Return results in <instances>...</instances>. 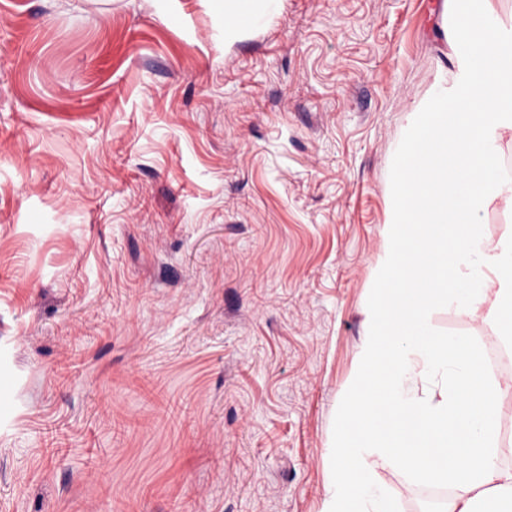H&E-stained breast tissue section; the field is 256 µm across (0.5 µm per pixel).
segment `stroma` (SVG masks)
I'll return each mask as SVG.
<instances>
[{"mask_svg": "<svg viewBox=\"0 0 512 512\" xmlns=\"http://www.w3.org/2000/svg\"><path fill=\"white\" fill-rule=\"evenodd\" d=\"M441 25V0L231 29L213 0H0V512H320ZM373 481L423 512L405 470Z\"/></svg>", "mask_w": 512, "mask_h": 512, "instance_id": "stroma-1", "label": "stroma"}]
</instances>
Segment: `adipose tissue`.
<instances>
[{
    "instance_id": "obj_1",
    "label": "adipose tissue",
    "mask_w": 512,
    "mask_h": 512,
    "mask_svg": "<svg viewBox=\"0 0 512 512\" xmlns=\"http://www.w3.org/2000/svg\"><path fill=\"white\" fill-rule=\"evenodd\" d=\"M442 2L457 72L440 73L401 143L360 381L328 448L338 465L321 512H390L372 484L380 464L455 489L448 512H512V474L498 462L502 386L466 338L432 324L454 303L512 333V230L491 240L479 229L489 208L512 214L499 153L512 142V21L489 24L492 0ZM421 369L441 378L425 398L411 388Z\"/></svg>"
}]
</instances>
